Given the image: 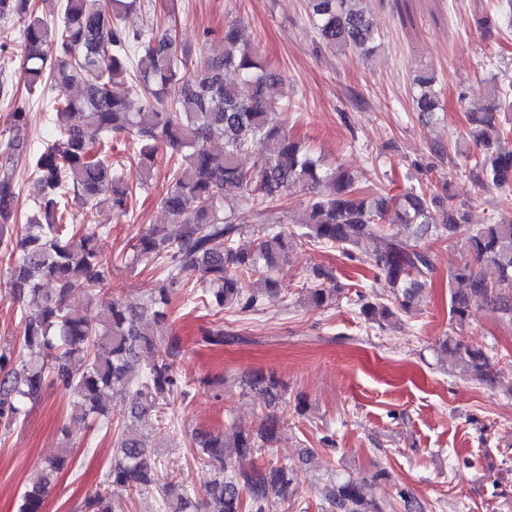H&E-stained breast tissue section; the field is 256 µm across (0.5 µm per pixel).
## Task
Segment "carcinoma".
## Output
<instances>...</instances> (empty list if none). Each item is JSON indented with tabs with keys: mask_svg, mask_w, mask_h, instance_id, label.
Returning a JSON list of instances; mask_svg holds the SVG:
<instances>
[{
	"mask_svg": "<svg viewBox=\"0 0 512 512\" xmlns=\"http://www.w3.org/2000/svg\"><path fill=\"white\" fill-rule=\"evenodd\" d=\"M369 2L308 0L321 43L370 55L376 32ZM133 6L134 0H63V21L55 26L32 15L30 0H0V20L23 23L25 83L32 88L50 82L57 91L53 107L77 118L34 156L33 174L43 192L41 220L16 238L8 223L17 192L6 169L24 152L21 131L27 112L16 107L9 113L15 135L0 140V247L10 258L4 297L21 304V347L29 355L17 361L11 350H0V426L14 424L26 402L52 384L76 398L74 406L82 417L109 429L110 396L133 388L136 403L125 417L128 424L113 439L107 480L132 490L160 485L165 512H199L190 488L160 483L148 452L146 415L175 395L188 398L190 390L177 370L179 341L142 324L165 320L171 287L189 273L200 274L209 285L208 303L221 310L255 311L263 295L279 291L272 272L288 252V238L270 225L249 247H235L241 227L222 210L224 187L239 188L265 220L292 187H307L312 196L294 237L335 248L350 260L363 240L385 233L389 224L415 225L420 240L436 236L459 244L465 258L449 275L460 284L449 291L450 318L459 326L483 302L512 316V223L475 224L467 205L455 202L451 194H436L430 182L398 196L368 198L355 172L342 164L323 166L290 139L277 117L282 108L266 95L277 74L258 61L241 26L225 27L220 50L195 64L170 36L130 32L123 16ZM229 68L237 71L238 81H224ZM121 80L138 84L137 104L114 94L112 87ZM177 81L182 83L181 95L167 104L165 90ZM436 81L429 71L414 78L413 102L421 118L441 110ZM74 85L80 94L67 95ZM506 108H512V92L495 90L488 104L470 110L469 136L479 153L468 159L479 186L512 191V130L496 126V112ZM114 134L131 138L133 159L147 180L158 155H168L170 182L162 206L179 232L171 236L155 227L137 238L132 255L124 259L127 266L143 259L166 263V277L154 296L147 302L101 299L99 316L92 321L68 308L66 301L76 289L100 299L114 261L101 245L102 232L85 224L69 235L63 224L72 195L90 214L103 206L127 214L129 188L103 154ZM253 144L262 145L265 154L246 170L238 155ZM322 184L329 193L316 192ZM481 263L492 265L498 278L487 279L478 268ZM262 265L266 274L257 278ZM376 265L392 288L391 304L364 302L359 313L384 327L397 313L416 309L434 265L425 249L407 248L392 237ZM330 279L324 268L313 269L310 287L304 289L309 303L324 307L338 299L341 289L325 286ZM45 280L55 284L53 292L43 290ZM442 347L472 379L492 383L491 358L482 348L451 338ZM277 387L276 378L264 374L249 385L268 398L277 395ZM192 440L206 467L205 484L214 503L210 512H266L270 499L294 496L291 464L256 460L261 448L276 441L273 416L255 433L199 430ZM69 455L65 447L36 469L22 494L20 512H41ZM326 501L325 512H384L352 480L333 485Z\"/></svg>",
	"mask_w": 512,
	"mask_h": 512,
	"instance_id": "1",
	"label": "carcinoma"
}]
</instances>
